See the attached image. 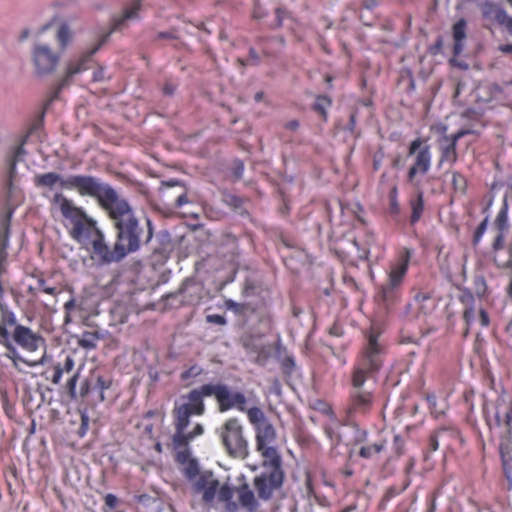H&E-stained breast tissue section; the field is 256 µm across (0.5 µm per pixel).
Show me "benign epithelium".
<instances>
[{"label": "benign epithelium", "mask_w": 512, "mask_h": 512, "mask_svg": "<svg viewBox=\"0 0 512 512\" xmlns=\"http://www.w3.org/2000/svg\"><path fill=\"white\" fill-rule=\"evenodd\" d=\"M55 211L71 240L91 257L121 266L138 255L144 245V225L131 200L112 183L99 178L63 180L53 194ZM215 397L223 404L219 414H230L226 425L214 429L219 439L232 435L231 459L257 454L260 467L278 474V482L256 480L248 488L230 484L228 476L216 475L198 466L189 448L188 427L202 433L201 422L191 423L201 400ZM170 447L185 485L207 506L205 512H252L259 500L270 501L282 490L285 480L280 433L264 406L251 393L235 385L206 382L183 393L169 431Z\"/></svg>", "instance_id": "benign-epithelium-1"}]
</instances>
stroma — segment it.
I'll return each instance as SVG.
<instances>
[{
  "label": "stroma",
  "instance_id": "35a3bbf8",
  "mask_svg": "<svg viewBox=\"0 0 512 512\" xmlns=\"http://www.w3.org/2000/svg\"><path fill=\"white\" fill-rule=\"evenodd\" d=\"M79 175L123 266L55 217ZM506 179L512 36L460 0H0V512H202L168 431L216 377L281 431L265 512H512ZM63 43L54 28L40 30L36 43V59L44 65L54 63L63 51ZM55 211L71 240L91 257L121 266L144 245V225L131 200L99 178L63 180L53 194Z\"/></svg>",
  "mask_w": 512,
  "mask_h": 512
}]
</instances>
